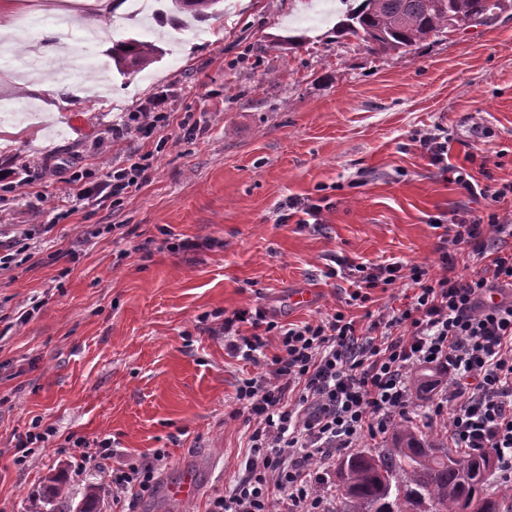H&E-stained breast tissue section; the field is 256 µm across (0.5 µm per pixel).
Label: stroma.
Returning a JSON list of instances; mask_svg holds the SVG:
<instances>
[{"mask_svg": "<svg viewBox=\"0 0 512 512\" xmlns=\"http://www.w3.org/2000/svg\"><path fill=\"white\" fill-rule=\"evenodd\" d=\"M16 3L17 37L0 55L16 72L0 81V169L36 178L0 182V242L18 255L0 270V512H28L57 475L68 494L56 512H79L92 492L97 512H154L160 500L208 512L244 467L249 429L229 413L258 372L225 347V317L250 307L301 324L341 309L364 327V309L344 303L350 280L326 277L330 260L439 273L431 220L471 206L452 172L512 181V15L381 54L337 35L348 0H224L206 19L172 16L169 0H116L95 40L69 48L92 61L90 77L50 112L28 84L56 81L47 50L62 38L40 31L71 5ZM143 35L157 62L120 75L113 43ZM159 95L167 126L128 130ZM426 133L447 138V170L423 155ZM149 152L139 191L73 204L72 169L95 182ZM304 197L327 199L322 223H279ZM301 291L308 304L293 302ZM35 423L53 434L17 459ZM73 437L111 453L83 461ZM158 450L152 489L114 501L112 470ZM189 474L195 495L174 497Z\"/></svg>", "mask_w": 512, "mask_h": 512, "instance_id": "obj_1", "label": "stroma"}]
</instances>
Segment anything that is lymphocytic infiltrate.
Returning <instances> with one entry per match:
<instances>
[{"mask_svg":"<svg viewBox=\"0 0 512 512\" xmlns=\"http://www.w3.org/2000/svg\"><path fill=\"white\" fill-rule=\"evenodd\" d=\"M142 156L81 187L78 199L121 200L150 178ZM439 254L440 272L400 261L357 266L348 302L363 306L370 291L397 282L410 286L408 303L378 312L367 334H359L342 311L316 322L283 326L262 311L241 309L224 319L229 349L263 366L264 374L242 379L232 417L244 418L251 433L243 475L209 512H272L282 498L288 512H325L310 466L345 452L362 439L377 440L394 422L414 412L408 373L425 364L447 373L446 385L430 404L432 416H448V445L472 452L493 451L503 482H512V218L473 209L450 222ZM255 329L240 335L238 326ZM278 353L267 355L270 337ZM163 452L112 472L119 495L151 487Z\"/></svg>","mask_w":512,"mask_h":512,"instance_id":"1","label":"lymphocytic infiltrate"}]
</instances>
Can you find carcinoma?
I'll return each instance as SVG.
<instances>
[{"instance_id": "1", "label": "carcinoma", "mask_w": 512, "mask_h": 512, "mask_svg": "<svg viewBox=\"0 0 512 512\" xmlns=\"http://www.w3.org/2000/svg\"><path fill=\"white\" fill-rule=\"evenodd\" d=\"M222 0H171L176 12L198 18L220 13ZM512 10V0H361L346 12L336 31L373 44L382 53H403L460 27L485 25ZM153 42L129 38L112 46V63L123 75L138 74L157 61ZM415 399L421 401L431 376L410 373ZM495 456L453 451L448 437L423 435L410 421L392 426L386 445L357 452L340 462L338 506L333 512H512V487L493 494L487 485ZM67 494L64 480H50L46 495L29 512Z\"/></svg>"}]
</instances>
